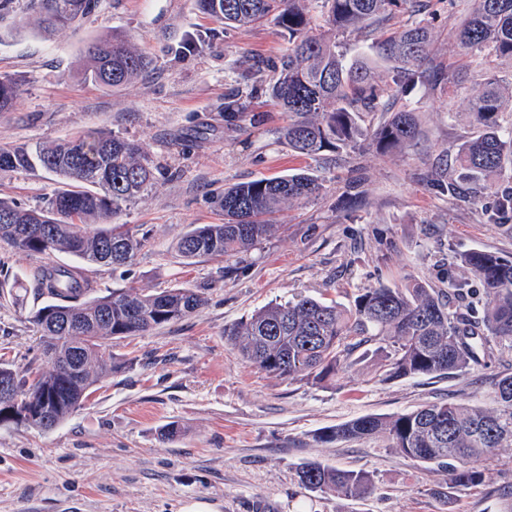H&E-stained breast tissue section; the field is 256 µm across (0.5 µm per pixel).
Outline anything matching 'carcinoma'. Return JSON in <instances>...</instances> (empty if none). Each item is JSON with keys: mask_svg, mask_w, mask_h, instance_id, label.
Returning <instances> with one entry per match:
<instances>
[{"mask_svg": "<svg viewBox=\"0 0 512 512\" xmlns=\"http://www.w3.org/2000/svg\"><path fill=\"white\" fill-rule=\"evenodd\" d=\"M421 0H197L199 8L226 28L271 21L288 33V54L275 67L269 95L288 112L283 140L288 150L312 157L324 151L357 149L370 138L379 150L402 149L420 133L417 115L388 99L410 85L434 87L447 72L422 68L432 43V24L421 19L387 32L372 44L373 58L348 61L336 36L366 28L396 12L420 7ZM95 0H28L46 31L80 21ZM327 30L312 32L313 10ZM457 46L487 63L512 61V0H474L452 31ZM387 65L389 80H376V61ZM148 65L146 57L119 35L94 42L85 52L84 75L104 86L120 87ZM20 96L16 78L0 76V112ZM512 109V81L490 68L481 72L470 96V123L476 132L456 151L455 163L440 169L437 185L452 196L462 185L483 188L512 172V128L501 115ZM367 112H386L376 129L362 126ZM55 173L60 187L45 207L26 209L0 199V240L19 253H64L86 264H130L141 239L110 219L154 184L147 152L138 143L103 132L79 133L61 142L0 148V170H26L33 161ZM323 184L305 172L237 183L219 201L222 224H191L176 250L191 261L227 259L248 251L275 232L267 216L286 203L318 196ZM456 261L483 286L478 317L469 314L465 285L451 281L462 300L450 308L443 294L420 284L405 288L379 285L360 294L350 309L303 296L271 303L228 331L239 353L259 370L282 378L315 383L336 376L359 343L381 336L389 344L384 367L389 379L467 373L485 358L512 352V259L477 250ZM50 302L32 311L41 333L44 361L20 375L0 363V383L14 388L18 402L0 403V425L48 431L84 404L94 385L122 367L106 352L112 338L140 335L197 312L202 296L190 289L156 293L118 289L87 298L91 285L80 268L43 266L32 272ZM497 406L461 401L432 403L393 417L363 416L319 435L322 442L383 435L389 447L407 458L448 464L453 486L484 480L479 462L512 447V372L495 382ZM301 485L313 492L357 497L372 486L363 472L341 471L320 463L300 467Z\"/></svg>", "mask_w": 512, "mask_h": 512, "instance_id": "obj_1", "label": "carcinoma"}]
</instances>
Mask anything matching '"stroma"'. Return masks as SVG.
I'll list each match as a JSON object with an SVG mask.
<instances>
[{
	"mask_svg": "<svg viewBox=\"0 0 512 512\" xmlns=\"http://www.w3.org/2000/svg\"><path fill=\"white\" fill-rule=\"evenodd\" d=\"M26 4L0 6V75L21 83L15 107L0 112V147L96 130L143 145L160 170L157 183L113 218L142 246L131 265L82 272L100 294L189 288L205 304L175 323L113 340L122 369L54 429L0 426V512H182L196 501L217 512H512V447L482 461V484L452 488L447 469L406 458L381 436L319 439L359 417L448 399L495 406L498 361L467 375L392 380L384 342L368 341L335 378L312 384L258 370L225 336L266 304L300 295L348 308L378 285L444 292L454 277L478 301L480 282L454 264L455 255L485 249L512 257V216L495 212L512 178L456 198L436 186L441 163L473 133L469 99L479 75L451 36L446 0H429L426 15L434 58L452 82L403 94L419 117L418 139L395 153L366 141L317 158L288 150V116L267 93L224 115L251 66L286 51L279 27L227 29L196 0H98L75 25L46 34ZM112 33L151 60L139 78L115 88L81 72L87 47ZM196 35L201 49L186 51ZM302 171L323 191L280 208L272 217L277 232L247 255L189 264L177 253L189 225L223 222L216 200L225 187ZM57 186L39 166L0 170V197L25 208L43 206ZM43 262L0 242V359L20 372L42 353L29 316L43 299L13 284ZM172 423L179 434L163 437ZM306 461L367 473L375 490L350 498L304 489L296 470Z\"/></svg>",
	"mask_w": 512,
	"mask_h": 512,
	"instance_id": "1",
	"label": "stroma"
}]
</instances>
